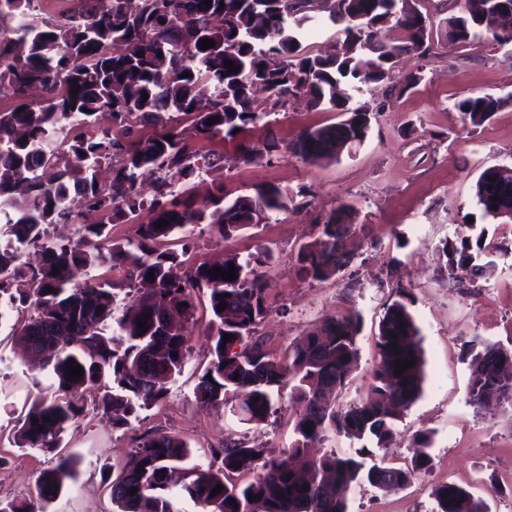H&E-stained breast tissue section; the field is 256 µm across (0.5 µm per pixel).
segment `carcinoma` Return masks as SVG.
<instances>
[{"label":"carcinoma","mask_w":512,"mask_h":512,"mask_svg":"<svg viewBox=\"0 0 512 512\" xmlns=\"http://www.w3.org/2000/svg\"><path fill=\"white\" fill-rule=\"evenodd\" d=\"M500 2L465 0L463 13L445 18L441 32L465 42L512 43V35L505 40L498 30ZM316 25L335 29L337 53L324 56L303 47ZM391 31L399 36H388ZM432 35L430 18L411 0H73L57 12L43 10L41 0H0V100L11 101L0 106V212L13 211L10 239L0 244V319L7 310L27 312L17 335L25 346L44 352L40 370L52 378L51 394L35 400L19 420L16 445L43 452L58 448L67 425L83 412L82 394L91 386L105 388L100 407L118 415L117 426L165 399L185 367L188 339L184 327L170 329L155 306L171 305L188 323L196 317L193 293L204 289L212 360L198 379L196 400L261 424L278 412L275 393L294 382L300 409L292 451L286 456L226 445L220 462L186 467V441L146 432L110 485L116 512H182L186 496L205 512H348L340 492L351 486H402L428 469L431 436L424 432L413 437L410 465L373 461V449L393 439L396 422L422 392L420 329L406 290H396L379 321V362L370 393L338 409L329 399L357 363L358 316L325 318L278 358L255 335L268 311L258 272L261 252L202 261L181 275L187 247L178 253L164 243L188 224H207L221 238H235L249 225L230 219L248 215L258 198L267 222L288 209V195L271 185L234 197L220 185L209 212L195 207L183 185L232 158L190 150L180 121L210 140L233 141L252 127L267 126L270 110L304 97L313 109L344 110L346 119L308 128L285 147L272 135L258 146L240 143L235 159L257 163L286 149L304 162H334L325 141L351 138L355 150L370 127L367 105L347 107L353 96L385 84L396 59L428 50ZM204 38L215 46L201 49ZM227 60L233 68H226ZM507 103L474 96L455 109L463 125L480 127ZM146 125L162 132L144 137L140 128ZM82 127L95 132L87 135ZM495 173L489 167L480 174L473 202L484 216L498 219L512 210V180L498 183ZM74 198L103 221L78 223ZM347 217L344 208L331 213L319 239L299 249L300 276L326 280L348 266L336 264V250L352 234ZM132 221L138 222L135 237L112 239V224ZM159 222L167 226L155 228ZM53 224L77 225L76 236L50 239ZM486 240L482 228L446 246L449 275L479 278L494 253L509 254V248ZM29 247L42 252L37 269L23 262ZM232 264L233 280L211 278L214 268L227 271ZM89 270L101 274L76 281ZM116 271L124 272L121 301L116 282L106 277ZM140 321L148 331L139 329ZM411 359L413 367L395 375L396 362ZM73 363L81 366L82 377L68 375ZM230 391L237 399L229 406ZM467 396L472 406L512 401V351L473 345ZM307 425L312 431H305ZM330 429L360 447L312 459L306 474H299L292 458ZM240 472L251 479L227 480L226 474ZM75 478L74 459L61 457L42 476L36 497L0 500V512H49ZM219 485L221 491L211 496ZM433 497L435 512H488L482 499L453 483L437 486Z\"/></svg>","instance_id":"obj_1"}]
</instances>
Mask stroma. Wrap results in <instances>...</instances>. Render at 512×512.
<instances>
[{
    "instance_id": "35a3bbf8",
    "label": "stroma",
    "mask_w": 512,
    "mask_h": 512,
    "mask_svg": "<svg viewBox=\"0 0 512 512\" xmlns=\"http://www.w3.org/2000/svg\"><path fill=\"white\" fill-rule=\"evenodd\" d=\"M419 76L407 88L410 76ZM481 95L507 103L484 125L464 127L455 105ZM374 111L364 143L328 164L305 163L281 152L271 160L236 161L234 143L209 141L185 129L187 144L199 152L230 155L224 168L190 183L197 205L207 204L214 185L239 194L261 185L279 187L293 200L277 220L251 227L231 240L208 225L192 224L181 234L192 243V262L248 255L264 248L260 271L270 310L258 328L264 348L286 354L293 341L320 327L325 316L359 315V357L351 377L336 394L337 405L366 397L378 362V324L396 289H405L421 331L423 392L397 423L381 451L396 466L411 458V441L421 432L432 438L431 467L401 488L386 492L367 485L348 493L349 512H433V489L453 482L485 499L489 512H512V402L467 403L470 342H489L512 350V253L496 259L483 279L448 276L445 243L467 235L468 221L486 223L489 240L512 249V222L483 220L472 204L473 186L490 166L512 168V45L486 41L462 45L434 34L429 54L409 53L395 64L392 79L365 95ZM337 112L316 111L304 101L287 103L270 114L269 129L253 128L247 140L267 133L289 143L306 128L340 121ZM353 218L348 269L325 281L299 276L297 251L312 243L321 224L340 207ZM190 328L188 362L168 397L116 428L96 403L98 390L85 392V409L63 434V453L73 454L77 479L52 505V512H113L104 476H118L139 437L146 432L188 441L190 464L207 465L214 449L230 442L288 451L294 441L297 409L283 395L280 411L262 424L239 422L230 413L196 401L198 376L211 359L205 300H198ZM18 313L0 320V499L34 495L53 454L17 447L15 415L27 411L49 381L23 357L12 336Z\"/></svg>"
}]
</instances>
